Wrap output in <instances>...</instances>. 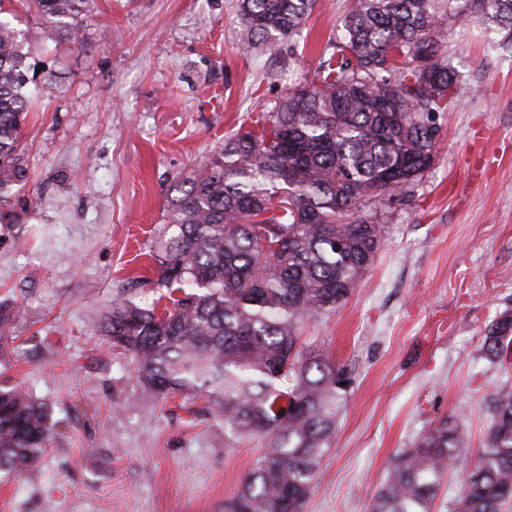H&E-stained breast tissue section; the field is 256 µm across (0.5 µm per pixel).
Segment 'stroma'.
<instances>
[{
    "label": "stroma",
    "instance_id": "obj_1",
    "mask_svg": "<svg viewBox=\"0 0 512 512\" xmlns=\"http://www.w3.org/2000/svg\"><path fill=\"white\" fill-rule=\"evenodd\" d=\"M346 8L316 0L278 57L243 51L237 0H89L72 35L23 17L39 34L28 180L0 224V305L24 313L0 339V386L24 385L52 420L40 461L0 473V512H224L264 440L225 445L206 396L144 393L99 320L122 292L158 297L173 181L275 106L280 69L312 78ZM447 41L474 93L440 113L435 166L386 215L372 269L305 330L353 378L306 512H369L391 457L456 416L473 452L448 467L435 512H450L488 396L512 387V362L482 356L512 310V58L477 25Z\"/></svg>",
    "mask_w": 512,
    "mask_h": 512
}]
</instances>
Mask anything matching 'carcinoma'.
Wrapping results in <instances>:
<instances>
[{"instance_id": "cac0c4a2", "label": "carcinoma", "mask_w": 512, "mask_h": 512, "mask_svg": "<svg viewBox=\"0 0 512 512\" xmlns=\"http://www.w3.org/2000/svg\"><path fill=\"white\" fill-rule=\"evenodd\" d=\"M87 2L0 0V15L32 10L72 31ZM239 2L241 46L276 55L301 37L315 0ZM473 24L512 57V0H350L314 77L173 184L155 304L118 297L103 316L101 333L131 358L145 392L207 394L224 445L267 441L224 512H305L351 377L303 331L372 268L387 210L434 167L439 113L473 93L448 53V28ZM36 43L33 30L0 19V221L27 182L19 147ZM511 343L505 311L486 329L485 356L502 360ZM490 401L453 512L512 509V389ZM48 421L26 390L0 387V471L38 462ZM469 449L460 418L434 422L390 460L369 512H433L448 464Z\"/></svg>"}]
</instances>
